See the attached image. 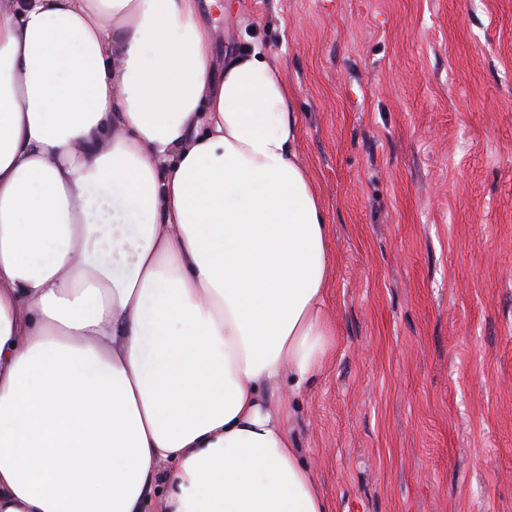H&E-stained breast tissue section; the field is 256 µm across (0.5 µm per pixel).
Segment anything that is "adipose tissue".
<instances>
[{"label":"adipose tissue","instance_id":"adipose-tissue-1","mask_svg":"<svg viewBox=\"0 0 512 512\" xmlns=\"http://www.w3.org/2000/svg\"><path fill=\"white\" fill-rule=\"evenodd\" d=\"M299 139L197 0L0 6V512H329L285 424L336 348Z\"/></svg>","mask_w":512,"mask_h":512}]
</instances>
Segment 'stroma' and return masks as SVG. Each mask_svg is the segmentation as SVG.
Wrapping results in <instances>:
<instances>
[{
	"mask_svg": "<svg viewBox=\"0 0 512 512\" xmlns=\"http://www.w3.org/2000/svg\"><path fill=\"white\" fill-rule=\"evenodd\" d=\"M277 63L336 354L286 425L330 512H512V0H218Z\"/></svg>",
	"mask_w": 512,
	"mask_h": 512,
	"instance_id": "1",
	"label": "stroma"
}]
</instances>
